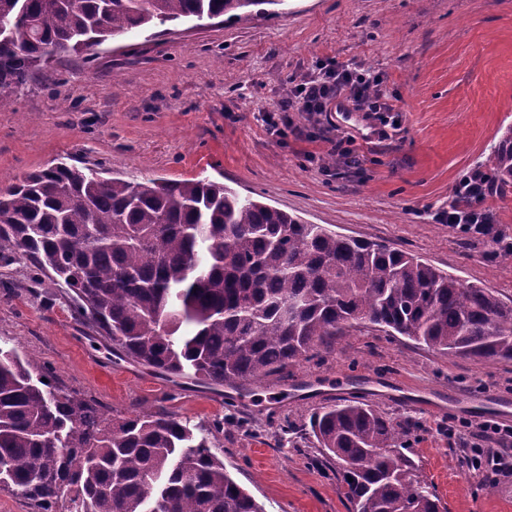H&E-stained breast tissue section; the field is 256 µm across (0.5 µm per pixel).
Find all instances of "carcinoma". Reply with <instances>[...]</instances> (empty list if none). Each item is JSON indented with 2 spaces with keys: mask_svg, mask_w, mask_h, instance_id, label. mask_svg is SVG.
<instances>
[{
  "mask_svg": "<svg viewBox=\"0 0 512 512\" xmlns=\"http://www.w3.org/2000/svg\"><path fill=\"white\" fill-rule=\"evenodd\" d=\"M287 0H0V107L45 67L176 20L237 19ZM512 188V130L490 159ZM24 258L74 294L78 320L165 376L237 390L362 326L444 357L512 360V305L421 257L343 235L207 179L105 178L58 162L0 187V263ZM218 426L167 410L132 417L54 385L0 346V473L33 512H264L212 451ZM352 512H440L370 405L310 423Z\"/></svg>",
  "mask_w": 512,
  "mask_h": 512,
  "instance_id": "1",
  "label": "carcinoma"
}]
</instances>
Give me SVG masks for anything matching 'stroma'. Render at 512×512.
<instances>
[{"mask_svg":"<svg viewBox=\"0 0 512 512\" xmlns=\"http://www.w3.org/2000/svg\"><path fill=\"white\" fill-rule=\"evenodd\" d=\"M379 74L400 110L392 138L354 98L335 99L298 133L261 120L316 66ZM512 128V0H288L271 15L171 22L55 60L0 108V181L56 159L127 180L207 178L337 232L414 253L512 304V191L484 203L502 237L473 240L441 224L456 181L488 164ZM355 140L364 162L337 163L330 141ZM29 261L0 266V345L53 369L58 387L113 414L159 408L223 421L215 453L265 512H351L311 417L366 403L405 435L407 455L441 512H512V476L479 483L474 441L439 427L512 425V360L444 357L402 336L359 328L287 378L214 388L163 377L112 353Z\"/></svg>","mask_w":512,"mask_h":512,"instance_id":"obj_1","label":"stroma"}]
</instances>
